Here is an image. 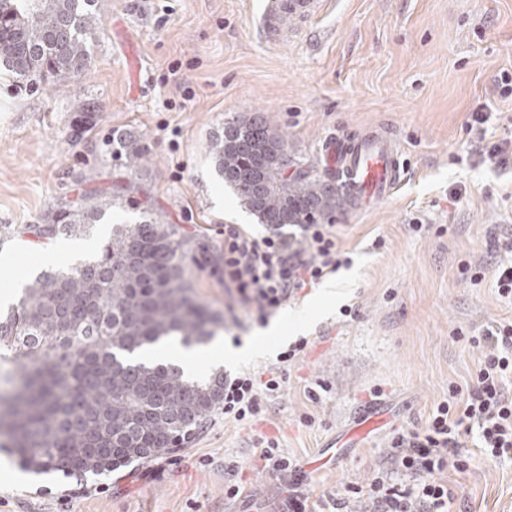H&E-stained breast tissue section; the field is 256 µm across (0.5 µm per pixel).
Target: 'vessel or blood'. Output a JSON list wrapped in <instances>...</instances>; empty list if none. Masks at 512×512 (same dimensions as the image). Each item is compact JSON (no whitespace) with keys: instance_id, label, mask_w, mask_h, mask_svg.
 Returning <instances> with one entry per match:
<instances>
[{"instance_id":"1","label":"vessel or blood","mask_w":512,"mask_h":512,"mask_svg":"<svg viewBox=\"0 0 512 512\" xmlns=\"http://www.w3.org/2000/svg\"><path fill=\"white\" fill-rule=\"evenodd\" d=\"M321 0H264L259 30L265 41L279 42L287 20L305 22L314 17ZM331 166L344 175L347 187L362 209L387 201L403 182V160L396 141L371 132L350 143L332 137L324 143Z\"/></svg>"}]
</instances>
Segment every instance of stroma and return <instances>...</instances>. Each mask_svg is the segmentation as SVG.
<instances>
[{
    "mask_svg": "<svg viewBox=\"0 0 512 512\" xmlns=\"http://www.w3.org/2000/svg\"><path fill=\"white\" fill-rule=\"evenodd\" d=\"M262 0H110L82 75L28 92L0 70V225L39 224L53 204L98 189L122 195L114 221L150 208L194 246L187 275L199 300L226 312L224 227L267 225L215 171L212 140L225 122L260 114L288 152L332 181L322 154L333 136L381 128L406 164L401 189L369 211L335 215L350 267L300 290L277 318L302 317L242 361L193 367L262 372L296 340L282 397L260 420L214 415L183 448L106 476L37 475L0 449V512H279L284 485L266 472L258 437L278 439L306 472L313 498L365 485L393 429L426 426L449 386L469 385L486 352L469 338L512 320L498 296L491 255L512 233V160L486 150L512 138V0H322L320 12L274 45L255 21ZM93 122L74 129L86 108ZM489 113L484 124L472 114ZM140 137L144 168L125 167L112 145ZM97 243L14 240L0 246V291L21 289L46 267L87 259ZM483 272L466 279L462 265ZM387 421L333 466L311 462L371 405ZM455 512H512V461L475 457L449 470ZM240 483L236 500L224 485Z\"/></svg>",
    "mask_w": 512,
    "mask_h": 512,
    "instance_id": "1",
    "label": "stroma"
}]
</instances>
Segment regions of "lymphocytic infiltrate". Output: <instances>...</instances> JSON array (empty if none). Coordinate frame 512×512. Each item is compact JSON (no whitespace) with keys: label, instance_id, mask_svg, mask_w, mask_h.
I'll return each instance as SVG.
<instances>
[{"label":"lymphocytic infiltrate","instance_id":"obj_1","mask_svg":"<svg viewBox=\"0 0 512 512\" xmlns=\"http://www.w3.org/2000/svg\"><path fill=\"white\" fill-rule=\"evenodd\" d=\"M299 235L272 230L258 237L236 224L224 227V288L250 318L266 319L299 290L319 283L350 257L341 250L329 224H303ZM481 342L492 351L467 389L452 386L421 429H397L376 475L366 487L310 501L298 486L303 477L296 460L274 439H262L259 457L268 472L289 479L287 512H450L456 493L444 481L447 469L465 471L460 435L477 430L486 457L512 460V321L484 328ZM283 390L278 371L262 377L242 372L224 379V416L237 422L258 419Z\"/></svg>","mask_w":512,"mask_h":512}]
</instances>
